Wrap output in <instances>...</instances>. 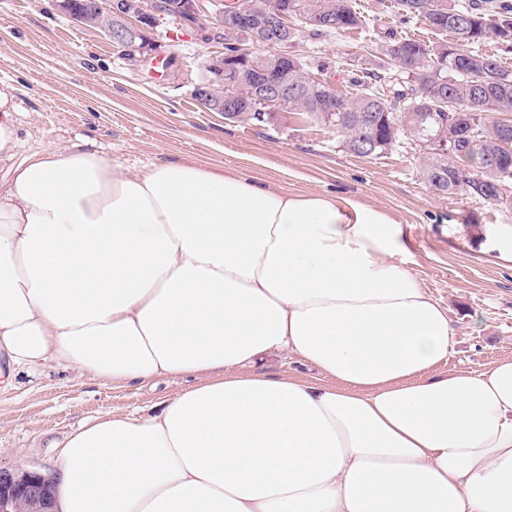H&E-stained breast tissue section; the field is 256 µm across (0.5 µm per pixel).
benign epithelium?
I'll list each match as a JSON object with an SVG mask.
<instances>
[{
	"mask_svg": "<svg viewBox=\"0 0 512 512\" xmlns=\"http://www.w3.org/2000/svg\"><path fill=\"white\" fill-rule=\"evenodd\" d=\"M204 2L206 0H96V8L113 17L106 34L115 47L123 53L137 51L143 55L151 50L149 32L161 18L170 16L183 23L193 19L197 28L222 30L225 23L235 22L245 13V6L239 0H212L210 10L205 8ZM291 14V7L280 0H273L249 14L254 47L267 51L274 46L269 41L273 34L293 30L289 24ZM272 54L278 62L288 60V43L276 47ZM245 59L243 54L226 55L222 51L210 55L208 82L198 85L197 96L209 100L208 87L217 83L227 91L224 103L217 104L218 112L238 108L249 100L273 108L282 106L289 97L288 82L264 74L245 80L238 68ZM52 504V481L35 470L0 466V512H51Z\"/></svg>",
	"mask_w": 512,
	"mask_h": 512,
	"instance_id": "benign-epithelium-1",
	"label": "benign epithelium"
}]
</instances>
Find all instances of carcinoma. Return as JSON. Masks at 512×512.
Returning a JSON list of instances; mask_svg holds the SVG:
<instances>
[{
  "instance_id": "obj_1",
  "label": "carcinoma",
  "mask_w": 512,
  "mask_h": 512,
  "mask_svg": "<svg viewBox=\"0 0 512 512\" xmlns=\"http://www.w3.org/2000/svg\"><path fill=\"white\" fill-rule=\"evenodd\" d=\"M93 0H68L66 14L87 25ZM293 18L307 25L328 24L313 34L338 33L366 23L355 0H288ZM404 22L421 20L454 41L428 44L414 39L391 40L382 46L387 61L378 70L350 79L356 94L329 98L301 58L288 64V85L296 94L286 110L332 129L354 154L381 153L402 138L426 141L448 128L454 149L447 155L421 152L420 174L430 189L461 194L483 206L512 207L500 188L512 186V163L496 161L502 144L512 143V128H500V116L512 114V68L481 49L490 40L512 41V0H393ZM245 36L224 30V51L245 52L249 66L264 65L263 54L251 50Z\"/></svg>"
}]
</instances>
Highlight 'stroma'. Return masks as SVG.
<instances>
[{
    "label": "stroma",
    "mask_w": 512,
    "mask_h": 512,
    "mask_svg": "<svg viewBox=\"0 0 512 512\" xmlns=\"http://www.w3.org/2000/svg\"><path fill=\"white\" fill-rule=\"evenodd\" d=\"M356 3L365 29L315 36L304 27L290 47L323 66V78L343 94L352 73L376 69L389 39H438L424 22L400 23L380 0ZM151 38L154 55L132 65L101 30L70 23L52 0H0V84L14 88L16 160L50 146L97 152L130 176L153 163L192 162L246 171L277 191L349 195L403 224L408 266L455 330L447 369L477 371L512 357V260L499 246L512 208L433 192L407 139L366 157L299 115L261 126L227 121L192 94L207 56L222 46L214 31L166 17ZM192 383L175 374L106 384L56 363L35 377L20 373L0 390V465L53 475L83 424L106 412H155Z\"/></svg>",
    "instance_id": "35a3bbf8"
}]
</instances>
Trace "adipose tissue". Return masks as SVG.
<instances>
[{"mask_svg":"<svg viewBox=\"0 0 512 512\" xmlns=\"http://www.w3.org/2000/svg\"><path fill=\"white\" fill-rule=\"evenodd\" d=\"M404 227L350 196L47 148L0 186V386L197 384L65 443L57 512H512V358L440 371ZM288 352L325 382L258 372Z\"/></svg>","mask_w":512,"mask_h":512,"instance_id":"ef3b65f1","label":"adipose tissue"}]
</instances>
